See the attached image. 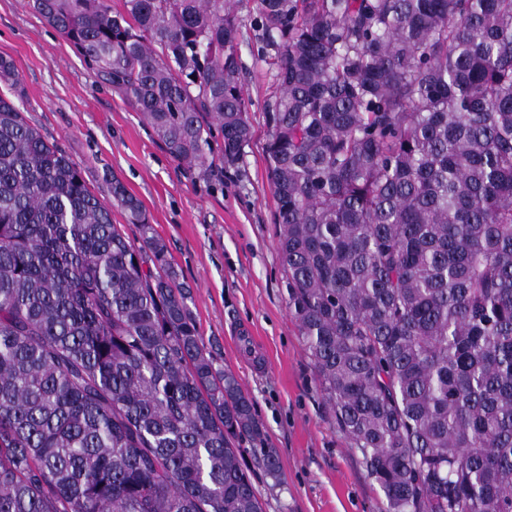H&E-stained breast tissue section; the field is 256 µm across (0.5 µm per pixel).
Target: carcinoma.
<instances>
[{
	"label": "carcinoma",
	"mask_w": 512,
	"mask_h": 512,
	"mask_svg": "<svg viewBox=\"0 0 512 512\" xmlns=\"http://www.w3.org/2000/svg\"><path fill=\"white\" fill-rule=\"evenodd\" d=\"M27 3L203 171L253 137L254 16L288 311L326 403L384 512H512V0ZM1 85L0 512H263L252 401L142 202L112 179L137 246L2 55Z\"/></svg>",
	"instance_id": "cac0c4a2"
}]
</instances>
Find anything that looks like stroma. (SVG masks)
I'll use <instances>...</instances> for the list:
<instances>
[{
    "label": "stroma",
    "mask_w": 512,
    "mask_h": 512,
    "mask_svg": "<svg viewBox=\"0 0 512 512\" xmlns=\"http://www.w3.org/2000/svg\"><path fill=\"white\" fill-rule=\"evenodd\" d=\"M243 33L242 81L254 139L240 168L206 174L173 157L25 0H0V54L16 64L28 122L76 164L101 200L111 202L116 178L141 200L191 290L207 349L251 397L265 445L280 462L276 480L253 469L264 512H382V496L324 401L288 311L262 151L263 105L276 87L255 64L254 30Z\"/></svg>",
    "instance_id": "1"
}]
</instances>
